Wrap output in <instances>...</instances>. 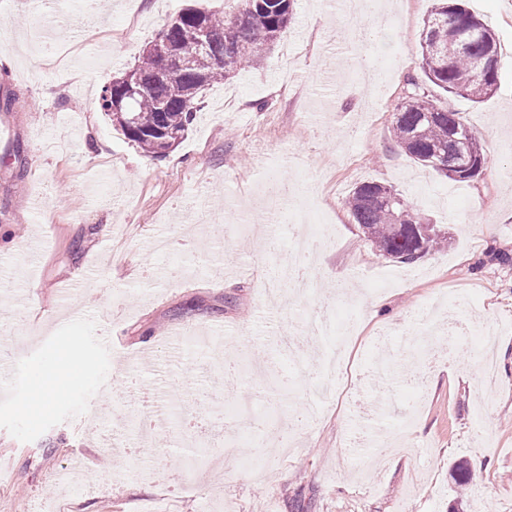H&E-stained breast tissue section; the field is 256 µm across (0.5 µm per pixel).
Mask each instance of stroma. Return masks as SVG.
I'll list each match as a JSON object with an SVG mask.
<instances>
[{"instance_id": "35a3bbf8", "label": "stroma", "mask_w": 512, "mask_h": 512, "mask_svg": "<svg viewBox=\"0 0 512 512\" xmlns=\"http://www.w3.org/2000/svg\"><path fill=\"white\" fill-rule=\"evenodd\" d=\"M494 31L495 92L479 104L433 89L461 112L487 164L458 182L396 145L392 122L414 84L434 0L394 16H352L336 0H296L294 19L258 66L202 93L186 137L164 157L129 141L99 109L102 89L138 62L179 11L231 14V0H100L69 5L42 58L37 10L0 8V341L15 352L0 387V512H512V387L484 383L480 356L512 375V0H464ZM368 45L398 73L368 130L370 91L340 65ZM334 217L314 298L269 303L262 285L287 265L297 197L278 206L271 243L253 196L268 177L297 175ZM414 199L447 247L406 265L374 249L345 201L363 182ZM465 222H454L455 212ZM92 280L75 285L78 271ZM341 293L326 299L324 286ZM383 312L368 311L372 297ZM362 321L317 421L278 457L281 426L322 374L318 354L293 367L281 336L311 303ZM493 326L482 338L419 335L422 319ZM79 369L66 388L65 367ZM152 392L162 408L148 446L129 454ZM420 424L380 453L405 416ZM366 467L349 463L353 455ZM468 469L460 487L453 471Z\"/></svg>"}]
</instances>
